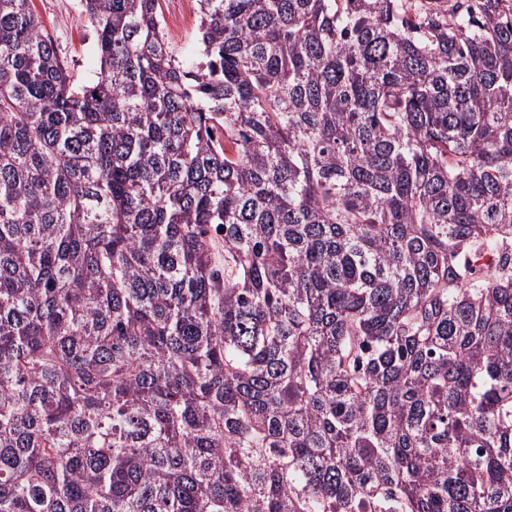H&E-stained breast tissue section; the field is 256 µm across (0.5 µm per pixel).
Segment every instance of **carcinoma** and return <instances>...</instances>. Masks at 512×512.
<instances>
[{
  "label": "carcinoma",
  "mask_w": 512,
  "mask_h": 512,
  "mask_svg": "<svg viewBox=\"0 0 512 512\" xmlns=\"http://www.w3.org/2000/svg\"><path fill=\"white\" fill-rule=\"evenodd\" d=\"M82 2L0 0V512H512V0ZM31 5L70 71L83 80L95 78V34L81 0H32ZM163 19L168 22L166 33L171 45L182 57L190 56L195 47L197 15L195 0H161Z\"/></svg>",
  "instance_id": "1"
}]
</instances>
